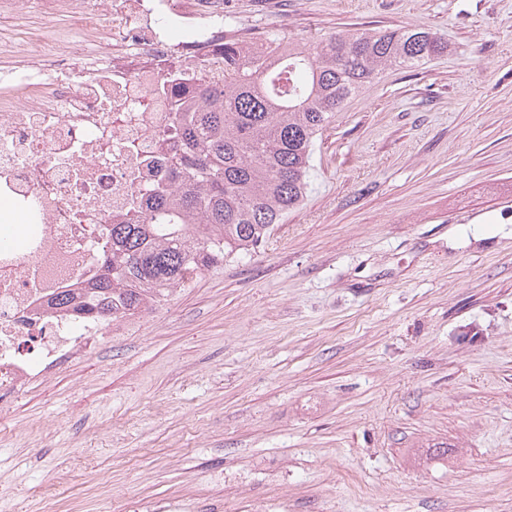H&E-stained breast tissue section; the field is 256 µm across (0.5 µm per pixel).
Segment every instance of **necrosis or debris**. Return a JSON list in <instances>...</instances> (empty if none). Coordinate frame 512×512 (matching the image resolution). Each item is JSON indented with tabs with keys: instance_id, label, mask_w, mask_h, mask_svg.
I'll use <instances>...</instances> for the list:
<instances>
[{
	"instance_id": "necrosis-or-debris-1",
	"label": "necrosis or debris",
	"mask_w": 512,
	"mask_h": 512,
	"mask_svg": "<svg viewBox=\"0 0 512 512\" xmlns=\"http://www.w3.org/2000/svg\"><path fill=\"white\" fill-rule=\"evenodd\" d=\"M0 199L21 214L0 249V413L111 322L53 309L80 288L139 193L174 122L178 71L223 66L224 0H0Z\"/></svg>"
}]
</instances>
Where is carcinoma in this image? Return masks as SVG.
Returning a JSON list of instances; mask_svg holds the SVG:
<instances>
[{"mask_svg":"<svg viewBox=\"0 0 512 512\" xmlns=\"http://www.w3.org/2000/svg\"><path fill=\"white\" fill-rule=\"evenodd\" d=\"M224 44V80L175 104L162 140L166 185L140 195L83 290L54 305L103 322L134 317L224 260L254 252L307 195L314 144L387 70L448 53L427 27L348 30L308 48L278 33L245 58Z\"/></svg>","mask_w":512,"mask_h":512,"instance_id":"obj_1","label":"carcinoma"}]
</instances>
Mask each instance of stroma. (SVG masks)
I'll use <instances>...</instances> for the list:
<instances>
[{"label":"stroma","mask_w":512,"mask_h":512,"mask_svg":"<svg viewBox=\"0 0 512 512\" xmlns=\"http://www.w3.org/2000/svg\"><path fill=\"white\" fill-rule=\"evenodd\" d=\"M305 45L426 26L303 205L0 415V512H512V0H224Z\"/></svg>","instance_id":"stroma-1"}]
</instances>
